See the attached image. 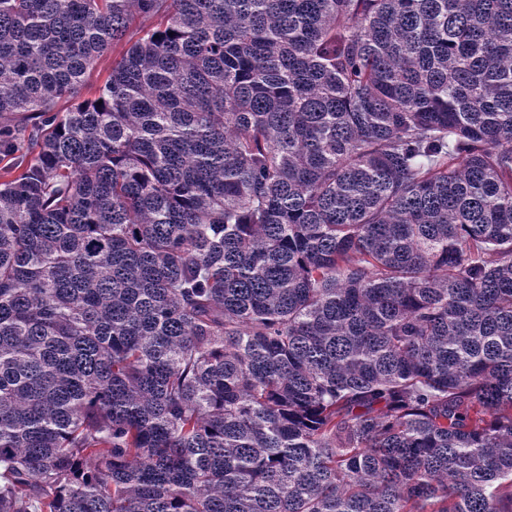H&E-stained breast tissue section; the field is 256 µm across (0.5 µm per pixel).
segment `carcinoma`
<instances>
[{"mask_svg": "<svg viewBox=\"0 0 512 512\" xmlns=\"http://www.w3.org/2000/svg\"><path fill=\"white\" fill-rule=\"evenodd\" d=\"M0 157V512H512V0H0ZM120 48L112 53V47L101 58L97 66L86 76L84 85L80 91V99L92 98L95 95L97 88L103 83L112 69V59H114Z\"/></svg>", "mask_w": 512, "mask_h": 512, "instance_id": "carcinoma-1", "label": "carcinoma"}]
</instances>
